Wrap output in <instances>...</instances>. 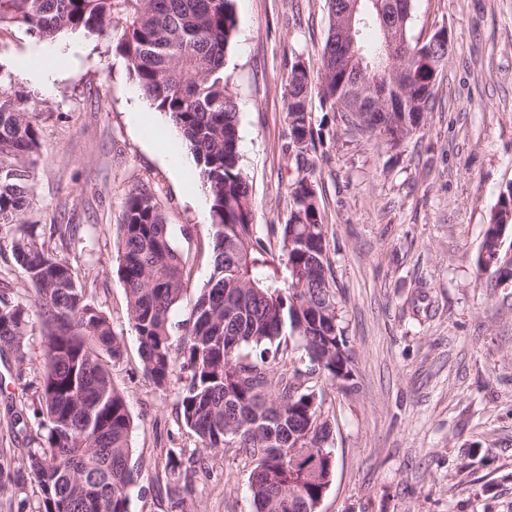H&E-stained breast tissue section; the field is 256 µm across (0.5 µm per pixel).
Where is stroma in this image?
<instances>
[{
    "label": "stroma",
    "instance_id": "obj_1",
    "mask_svg": "<svg viewBox=\"0 0 512 512\" xmlns=\"http://www.w3.org/2000/svg\"><path fill=\"white\" fill-rule=\"evenodd\" d=\"M234 9L227 70L239 151L257 234L273 255L281 253L296 175L284 104L295 60L314 71L312 124L327 132L312 180L357 390L347 395L322 376L312 380L335 458L319 512H512V285L484 287L475 263L488 215L512 185V0H413L412 40L443 28L451 51L433 111L394 149L322 105L326 0H234ZM51 46L66 54L53 79L26 76L23 62ZM0 65L40 114L24 218L38 224L46 250L77 267L88 301L124 338L109 370L134 422L140 475L130 512H171L167 491L176 481L166 453L188 456L199 442L183 423L176 388L158 389L143 372L114 265L128 194L151 188L189 276L170 315L173 336H181L211 272L210 204L190 200L130 123L136 105L172 126L140 94L109 40L67 34L40 42L5 26ZM54 224L76 225L69 245L52 236ZM41 341L37 321L24 361L0 351V446L36 445ZM13 407L26 412L16 434L7 426ZM249 473L233 449L210 454L194 479L196 512H251Z\"/></svg>",
    "mask_w": 512,
    "mask_h": 512
}]
</instances>
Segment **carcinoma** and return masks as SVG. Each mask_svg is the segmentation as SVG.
I'll return each mask as SVG.
<instances>
[{"label": "carcinoma", "instance_id": "carcinoma-1", "mask_svg": "<svg viewBox=\"0 0 512 512\" xmlns=\"http://www.w3.org/2000/svg\"><path fill=\"white\" fill-rule=\"evenodd\" d=\"M380 0H361L355 14L358 56L336 68L335 5L321 50L322 104L336 108L352 79L372 83L387 37L403 46L401 65L412 73L405 109L376 112L370 133L390 146L420 131L434 109L427 47L409 27L387 31ZM23 27L45 41L62 34L116 40L129 76L180 132L210 197L212 272L184 334L173 344L170 313L186 278L170 242L169 225L155 196L141 187L128 196L117 249L129 323L139 342L143 371L166 390L177 386L185 426L200 441L196 462L234 448L251 463L252 512H312L328 481L332 430L310 379L323 375L354 390L353 356L336 302L335 275L317 192L307 171L316 150L309 108L311 77L292 66L284 100L297 176L282 228V258L269 255L255 236L254 202L238 151L239 108L229 89L226 57L237 29L233 0H0V27ZM366 29L374 33L362 40ZM38 113L12 92L0 66V229L9 226L11 252L34 288L42 334L37 413L46 430L38 448H0V498L7 512H26L27 484L37 488L36 512H129V488L140 470L132 461L133 422L122 392L112 384L109 361L120 359L124 337L87 299L88 288L66 258L44 249L38 225L23 221L39 149ZM512 194L491 209L476 257L488 286L512 277V257L499 240ZM33 331L29 304L0 296V348L25 359ZM302 341L307 363L287 368L281 337ZM310 436L324 450L317 467L294 468L282 445ZM166 469L184 480L173 512H191L192 467L168 453Z\"/></svg>", "mask_w": 512, "mask_h": 512}]
</instances>
